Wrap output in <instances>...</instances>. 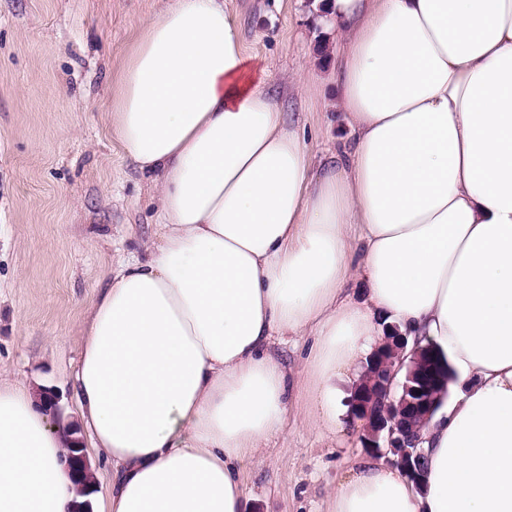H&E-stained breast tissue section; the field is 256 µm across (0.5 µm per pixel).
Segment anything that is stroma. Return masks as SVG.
I'll use <instances>...</instances> for the list:
<instances>
[{"label":"stroma","instance_id":"stroma-1","mask_svg":"<svg viewBox=\"0 0 512 512\" xmlns=\"http://www.w3.org/2000/svg\"><path fill=\"white\" fill-rule=\"evenodd\" d=\"M312 3L224 0L318 172L352 133L335 107L336 34L315 24ZM165 5L0 0V373L55 391L60 420L74 428L72 381L90 303L158 231L151 181L103 115L139 30ZM298 72L313 93L288 86ZM364 453L352 421L331 440L291 411L261 461L241 467L244 512H324Z\"/></svg>","mask_w":512,"mask_h":512}]
</instances>
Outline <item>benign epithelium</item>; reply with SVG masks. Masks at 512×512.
I'll list each match as a JSON object with an SVG mask.
<instances>
[{"label":"benign epithelium","instance_id":"1","mask_svg":"<svg viewBox=\"0 0 512 512\" xmlns=\"http://www.w3.org/2000/svg\"><path fill=\"white\" fill-rule=\"evenodd\" d=\"M391 323L366 363V373L351 395V416L360 422L363 447L386 458L416 486L424 482L420 430L448 397V369L434 348L414 343ZM66 462L74 476L87 468L83 446L68 451Z\"/></svg>","mask_w":512,"mask_h":512}]
</instances>
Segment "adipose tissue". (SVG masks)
I'll list each match as a JSON object with an SVG mask.
<instances>
[{"label": "adipose tissue", "mask_w": 512, "mask_h": 512, "mask_svg": "<svg viewBox=\"0 0 512 512\" xmlns=\"http://www.w3.org/2000/svg\"><path fill=\"white\" fill-rule=\"evenodd\" d=\"M315 7L353 131L317 177L224 0H168L124 59L106 118L162 233L84 327L98 512H242L239 462L295 402L336 435V382L390 322L444 352L455 399L423 431L422 487L360 457L327 512H512V0ZM304 336L294 375L273 347ZM74 437L0 378V512H71Z\"/></svg>", "instance_id": "obj_1"}]
</instances>
